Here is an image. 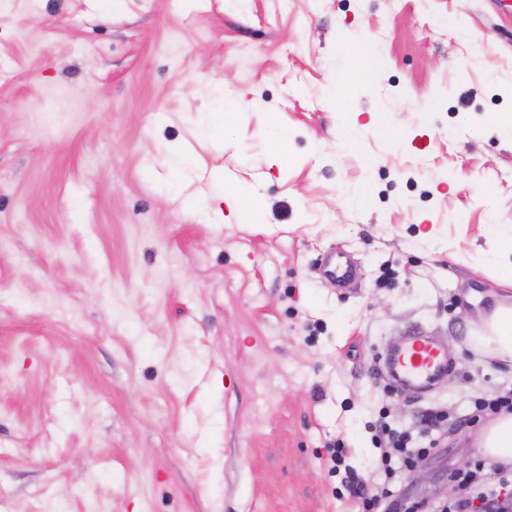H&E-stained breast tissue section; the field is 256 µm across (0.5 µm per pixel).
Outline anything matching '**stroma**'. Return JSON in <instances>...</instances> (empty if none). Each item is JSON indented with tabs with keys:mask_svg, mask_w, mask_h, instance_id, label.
Segmentation results:
<instances>
[{
	"mask_svg": "<svg viewBox=\"0 0 512 512\" xmlns=\"http://www.w3.org/2000/svg\"><path fill=\"white\" fill-rule=\"evenodd\" d=\"M509 113L512 0H0V512H354L336 439L375 481L379 420L512 388L466 344L512 296L480 264L512 229ZM239 185L257 212L218 201ZM413 324L457 366L387 396L374 357ZM477 434L407 498L443 504ZM224 108L220 112H207L200 122L201 133L204 137L215 139L233 122L237 114V102L229 94H225Z\"/></svg>",
	"mask_w": 512,
	"mask_h": 512,
	"instance_id": "obj_1",
	"label": "stroma"
}]
</instances>
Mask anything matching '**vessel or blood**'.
I'll return each mask as SVG.
<instances>
[{
  "label": "vessel or blood",
  "mask_w": 512,
  "mask_h": 512,
  "mask_svg": "<svg viewBox=\"0 0 512 512\" xmlns=\"http://www.w3.org/2000/svg\"><path fill=\"white\" fill-rule=\"evenodd\" d=\"M377 373L392 389L425 398L454 368L441 337L415 325L376 356Z\"/></svg>",
  "instance_id": "vessel-or-blood-1"
}]
</instances>
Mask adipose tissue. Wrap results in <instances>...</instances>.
<instances>
[{"label": "adipose tissue", "instance_id": "adipose-tissue-1", "mask_svg": "<svg viewBox=\"0 0 512 512\" xmlns=\"http://www.w3.org/2000/svg\"><path fill=\"white\" fill-rule=\"evenodd\" d=\"M469 341L476 353L512 368V299L500 298L482 312ZM477 447L491 462L512 466V414L491 420Z\"/></svg>", "mask_w": 512, "mask_h": 512}]
</instances>
